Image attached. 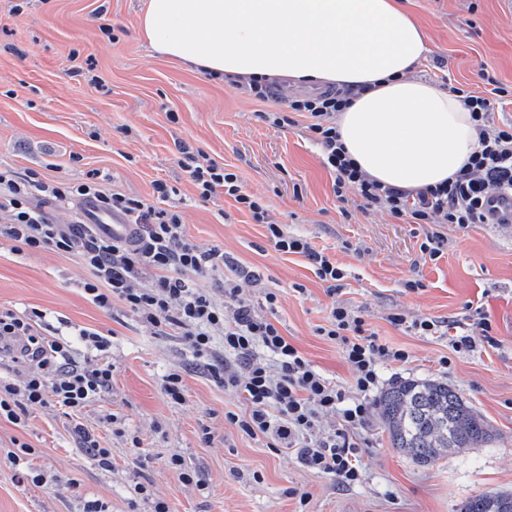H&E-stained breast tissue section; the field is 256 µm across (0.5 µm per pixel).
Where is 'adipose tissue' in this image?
Returning a JSON list of instances; mask_svg holds the SVG:
<instances>
[{
  "label": "adipose tissue",
  "instance_id": "ef3b65f1",
  "mask_svg": "<svg viewBox=\"0 0 512 512\" xmlns=\"http://www.w3.org/2000/svg\"><path fill=\"white\" fill-rule=\"evenodd\" d=\"M141 32L216 77L363 86L338 128L359 169L385 185L447 181L477 146L462 102L411 77L426 37L397 0H148Z\"/></svg>",
  "mask_w": 512,
  "mask_h": 512
}]
</instances>
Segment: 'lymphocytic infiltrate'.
Masks as SVG:
<instances>
[{
  "label": "lymphocytic infiltrate",
  "mask_w": 512,
  "mask_h": 512,
  "mask_svg": "<svg viewBox=\"0 0 512 512\" xmlns=\"http://www.w3.org/2000/svg\"><path fill=\"white\" fill-rule=\"evenodd\" d=\"M485 90L451 87L470 112L478 132V144L455 178L417 191L384 185L359 170L348 155L336 126V117L353 100L352 90L327 89L292 96L287 108L263 112L266 124L282 128L295 116L307 118V128L320 148L324 166L334 175L338 198L354 192L365 210L380 211L406 224H424L428 230L420 245L430 259H440L448 245L447 225L460 228L485 223L484 205L490 194H512V123L495 124L492 114L503 104L507 88L496 78L484 76ZM180 166L188 174L201 200L224 191L248 210L263 226L274 249L305 257L315 276L335 293L345 277L344 269L325 250L307 238L291 234L286 225L271 221L258 198L246 193L238 176L211 160H200L188 145H180ZM159 200L152 206L121 193L106 192L88 180L44 181L37 172L21 175L0 169V214L8 223L0 234L28 249L50 248L78 254L93 275L83 284L91 301L102 308L120 300L142 323L159 332L176 331L184 336L198 359L209 360L215 342L224 346V362L208 371L220 388L236 391L248 408L237 425L250 436L270 437L276 447L295 453L304 467L335 478L349 489L363 480L357 437L370 413L366 394L379 381L380 362L408 363L410 354L380 342L366 332L359 311L338 303L332 305L320 336L334 342L353 371L349 387L329 380L284 336L266 315L258 313L243 297L241 271L225 262L218 249L204 248L185 232L179 213L164 209L173 189L156 182ZM44 196L58 203L76 199L95 200L107 212L123 215L134 224L136 234L122 242L98 234H85L52 221L34 208L31 200ZM217 276L216 291L198 287L186 272ZM149 286H140L143 275ZM43 315L31 311L17 315L0 313V348L11 352L26 372L16 382H0V418L19 423L20 412L32 405L52 404L77 415L112 386V366L97 360L76 363L67 341L44 336L37 328ZM412 327L421 335L448 332L455 352H466L483 343H493L488 318L463 324L419 319ZM334 417L338 426L322 432L321 421Z\"/></svg>",
  "instance_id": "1"
}]
</instances>
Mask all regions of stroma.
Here are the masks:
<instances>
[{"label": "stroma", "mask_w": 512, "mask_h": 512, "mask_svg": "<svg viewBox=\"0 0 512 512\" xmlns=\"http://www.w3.org/2000/svg\"><path fill=\"white\" fill-rule=\"evenodd\" d=\"M422 26L428 52L417 77L445 88L481 86L490 73L512 88V14L504 0H400ZM0 0V166L48 180L96 176L110 192L155 203V182L177 189L171 200L187 235L249 271L246 296L256 309L273 292V318L284 336L326 377L346 386L352 372L335 344L319 336L332 303L360 310L370 332L409 351V363H381L380 389L405 379L447 382L492 426V441L421 466L390 447L377 414L362 432L364 480L351 489L303 467L289 450L268 448L227 420L244 414L231 389L198 369L182 337L158 335L121 301L96 306L82 289L89 270L77 256L51 249L16 252L0 237V310L38 309L63 334L77 362L88 351L81 329L110 341L103 358L112 387L84 413L53 405L27 407L21 424L0 420V512H299L295 488L309 493V512H459L474 495L512 492V232L494 224L448 226V248L430 260L419 246L424 226L362 210L356 197L339 200L305 119L285 128L259 120L283 109L258 101L229 80L155 54L140 20L147 0ZM187 142L237 174L244 190L290 233L327 249L346 273L328 295L306 258L274 250L263 225L216 193L197 196L177 164ZM423 283L405 290L409 280ZM399 312L407 327L389 323ZM484 314L495 346L453 352L447 337L422 336L411 321L467 320ZM449 357L441 368V357ZM182 371L184 403L163 396L165 375ZM115 417L104 426L103 415ZM84 426L111 451L101 462L81 447ZM140 437L141 448L131 446ZM28 444L32 470L47 485L20 479L8 454ZM180 456L197 484L181 480L168 461ZM145 494H135V485Z\"/></svg>", "instance_id": "stroma-1"}]
</instances>
